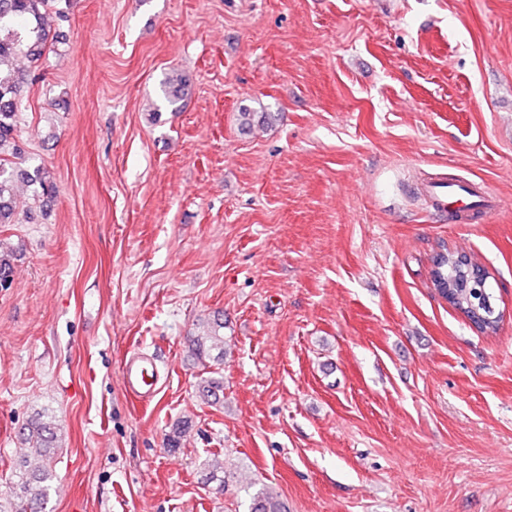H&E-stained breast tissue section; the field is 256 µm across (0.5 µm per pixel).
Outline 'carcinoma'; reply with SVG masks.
Here are the masks:
<instances>
[{
	"label": "carcinoma",
	"mask_w": 512,
	"mask_h": 512,
	"mask_svg": "<svg viewBox=\"0 0 512 512\" xmlns=\"http://www.w3.org/2000/svg\"><path fill=\"white\" fill-rule=\"evenodd\" d=\"M54 0H0V71L24 57L37 67L50 43L57 38L56 31L47 21ZM28 85L27 75L0 74V225L16 223L14 186L21 178L34 186L37 195H50L54 179L44 168L25 170L12 165L4 157V147L12 146L18 154L16 142L17 114ZM162 92L172 111L186 95L185 84L178 77L168 76L161 83ZM457 256L449 254L434 260L432 278L448 284L453 305L466 311L470 318L485 321L483 330L494 331L500 322L494 302V292L487 278L475 279L468 267L455 262ZM12 256L0 252V288L11 286ZM189 348L197 359L224 364V322H216L210 335L194 336ZM198 389L206 404L224 405V377L219 371H210L200 378ZM22 434L40 455L51 459L57 448V433L49 423L30 422L21 427ZM13 489L16 501L10 512H43L44 497L52 474L48 470H32L22 465L14 470ZM249 512H286L279 494L268 489L257 492L251 500Z\"/></svg>",
	"instance_id": "obj_1"
}]
</instances>
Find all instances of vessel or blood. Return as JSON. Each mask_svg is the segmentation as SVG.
<instances>
[{
  "instance_id": "b4317fda",
  "label": "vessel or blood",
  "mask_w": 512,
  "mask_h": 512,
  "mask_svg": "<svg viewBox=\"0 0 512 512\" xmlns=\"http://www.w3.org/2000/svg\"><path fill=\"white\" fill-rule=\"evenodd\" d=\"M420 191L433 215L459 221L460 217L480 209L491 214L498 210V198L486 186L447 178H431L424 181ZM123 386L128 395L147 401L153 393L154 365L143 357L125 360L121 368Z\"/></svg>"
}]
</instances>
